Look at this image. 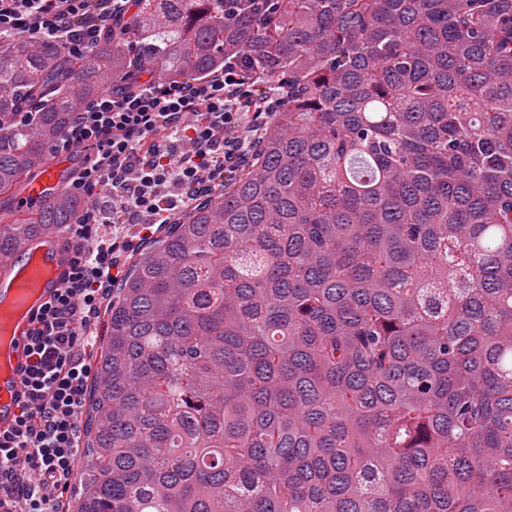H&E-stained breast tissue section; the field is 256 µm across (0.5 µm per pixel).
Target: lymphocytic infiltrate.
<instances>
[{
    "instance_id": "f902f5d3",
    "label": "lymphocytic infiltrate",
    "mask_w": 512,
    "mask_h": 512,
    "mask_svg": "<svg viewBox=\"0 0 512 512\" xmlns=\"http://www.w3.org/2000/svg\"><path fill=\"white\" fill-rule=\"evenodd\" d=\"M128 2L0 0V36L51 37L78 57L125 17ZM255 88L250 73L233 63L219 76L195 81L161 82L131 72L121 87L84 104L52 151L87 153L72 193L120 190L129 217L144 213L163 224L187 194L210 193L247 157L253 144L243 132L246 104L258 119L283 107L278 93L259 96ZM172 179L186 195L159 199V188ZM111 210V202L93 203L68 227L72 258L65 286L43 308L28 345L29 399L16 428L0 434V512H68L92 377L83 336L119 266L115 244L96 232Z\"/></svg>"
}]
</instances>
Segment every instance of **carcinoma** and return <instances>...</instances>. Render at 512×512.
I'll list each match as a JSON object with an SVG mask.
<instances>
[{"label": "carcinoma", "mask_w": 512, "mask_h": 512, "mask_svg": "<svg viewBox=\"0 0 512 512\" xmlns=\"http://www.w3.org/2000/svg\"><path fill=\"white\" fill-rule=\"evenodd\" d=\"M287 105L108 304L73 512H512V0H136L0 45V191L126 73ZM0 224V268L83 214Z\"/></svg>", "instance_id": "obj_1"}]
</instances>
